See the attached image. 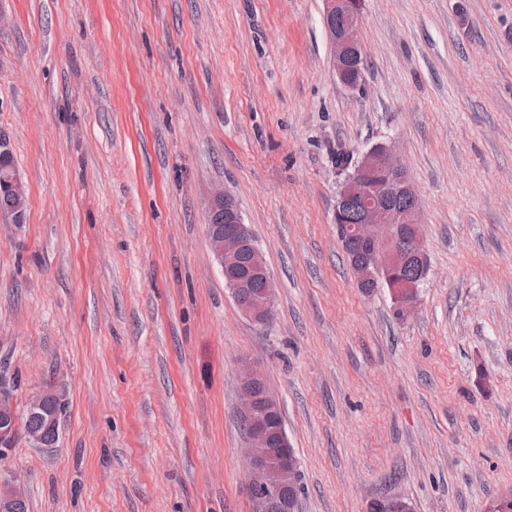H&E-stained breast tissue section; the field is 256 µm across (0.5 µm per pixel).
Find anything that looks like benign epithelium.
I'll return each mask as SVG.
<instances>
[{
	"instance_id": "7a95c632",
	"label": "benign epithelium",
	"mask_w": 512,
	"mask_h": 512,
	"mask_svg": "<svg viewBox=\"0 0 512 512\" xmlns=\"http://www.w3.org/2000/svg\"><path fill=\"white\" fill-rule=\"evenodd\" d=\"M326 18L339 17L343 23L336 26L325 24L332 49V66L341 82L350 88L357 86L361 76L350 75L351 70L361 71L364 49L358 34L363 25V2L361 0H324ZM12 152L9 145L0 139V191L8 193L13 200L9 219L22 224L25 219V186L9 165ZM354 173L344 177L339 185L334 210L335 219H340L348 204L360 199L364 202L361 222L340 224L338 233L355 245L370 250L368 259L357 261L354 266L355 281L361 289L379 282L387 273L399 266L412 262L429 270V261L422 242L419 208L404 209L387 203L391 197L418 195L410 183L402 159L392 146L379 143L371 147L359 160L353 163ZM372 171H383L387 179L376 191L365 188L359 175ZM222 213L228 223L235 225L231 231L221 224H209L208 236L217 261L225 272L227 288L233 297L241 289L248 288L255 277H263L264 285L259 295L247 302L238 303L243 314L257 325H266L273 318L275 286L269 270L265 267L260 252H255L251 263L244 269L230 272L239 264L241 239L251 232L245 224L232 197L218 190L208 199L207 216L212 218ZM412 225L414 240L411 251L405 252L399 246V234L403 225ZM405 294L391 290V297L400 317H407L414 309L418 298V285H408ZM242 403L241 417L246 424L249 448L244 452L247 472V491L252 512H299V499L290 491L296 489L299 477V460L288 440L284 426L278 424L281 416L276 400L267 392L265 380L260 371L246 361L237 366ZM18 434L15 418V396L7 389L0 388V451L12 446ZM25 498L22 485L14 481H0V512H9L12 503ZM385 512H412L406 498L392 494L380 499Z\"/></svg>"
}]
</instances>
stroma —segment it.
<instances>
[{
	"label": "stroma",
	"mask_w": 512,
	"mask_h": 512,
	"mask_svg": "<svg viewBox=\"0 0 512 512\" xmlns=\"http://www.w3.org/2000/svg\"><path fill=\"white\" fill-rule=\"evenodd\" d=\"M0 360L65 391L60 439L0 475L28 512H251L237 359L300 461V512H485L512 489V0H365L358 87L323 0H0ZM394 142L429 273L414 313L357 288L339 154ZM234 197L276 285L224 284L205 200ZM13 159L9 145L0 139V191L8 193L13 200V208L11 198L0 195V212L9 214V219L13 224L24 223L25 207H26V191L25 186L16 173L15 169L8 164Z\"/></svg>",
	"instance_id": "obj_1"
}]
</instances>
